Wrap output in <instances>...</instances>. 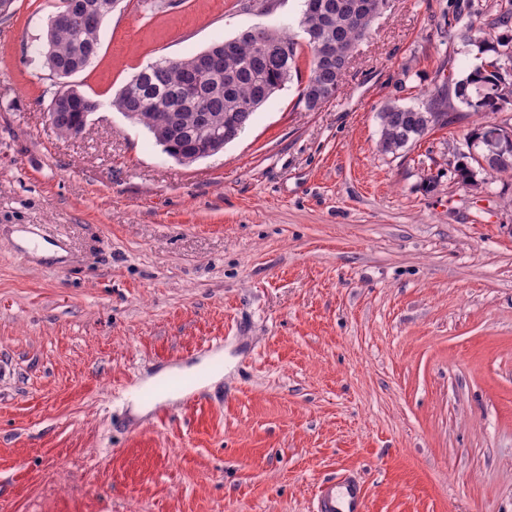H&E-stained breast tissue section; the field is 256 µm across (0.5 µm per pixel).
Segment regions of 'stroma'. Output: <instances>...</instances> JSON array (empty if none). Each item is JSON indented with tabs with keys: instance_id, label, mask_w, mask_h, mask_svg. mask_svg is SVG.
Masks as SVG:
<instances>
[{
	"instance_id": "35a3bbf8",
	"label": "stroma",
	"mask_w": 512,
	"mask_h": 512,
	"mask_svg": "<svg viewBox=\"0 0 512 512\" xmlns=\"http://www.w3.org/2000/svg\"><path fill=\"white\" fill-rule=\"evenodd\" d=\"M138 2L71 78L99 103L76 137L38 53L54 0L0 16V512H312L347 470L367 512H512V175L454 176L512 104L377 148L384 104L474 64L456 10L490 35L496 0H386L319 110L298 103L304 54L189 165L115 93L254 24L298 33L304 0ZM218 353L213 389L132 415L144 380Z\"/></svg>"
}]
</instances>
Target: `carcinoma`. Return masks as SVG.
Listing matches in <instances>:
<instances>
[{"instance_id":"cac0c4a2","label":"carcinoma","mask_w":512,"mask_h":512,"mask_svg":"<svg viewBox=\"0 0 512 512\" xmlns=\"http://www.w3.org/2000/svg\"><path fill=\"white\" fill-rule=\"evenodd\" d=\"M312 0H304L299 26L310 50V73L299 92V103L312 111L319 98L330 99L336 92V75L320 71L323 49L335 51L340 66L349 51L366 37L379 15L378 4L384 0H317L320 7L311 8ZM100 26L81 28L76 25L49 27L41 48L45 67L51 74L68 78L86 68L101 49ZM231 50H215L209 72L199 97L185 99L180 92L181 76L196 69L203 53L176 58L168 69L145 70L140 80H128L113 102L126 104L128 119L143 124L156 144L172 158L190 157L202 151L209 133L217 131L224 143L235 140L251 123L257 109L291 78L300 55V43L292 35L262 24L244 30ZM477 47L481 62L459 75L454 81V97L473 112H499L512 99L503 98L498 87L505 57L512 53V35L469 38ZM453 105L446 99H433L424 108L387 104L378 113L381 134L380 151L395 154L417 141L429 130V117L448 116ZM50 109L56 111L57 126L64 133L81 124L97 109L96 101L87 93L57 111V96H52ZM497 124L479 125L466 139V145L498 148L496 157L487 165H471L463 161L455 166L459 182L476 187L497 175L512 173V142L502 138Z\"/></svg>"}]
</instances>
